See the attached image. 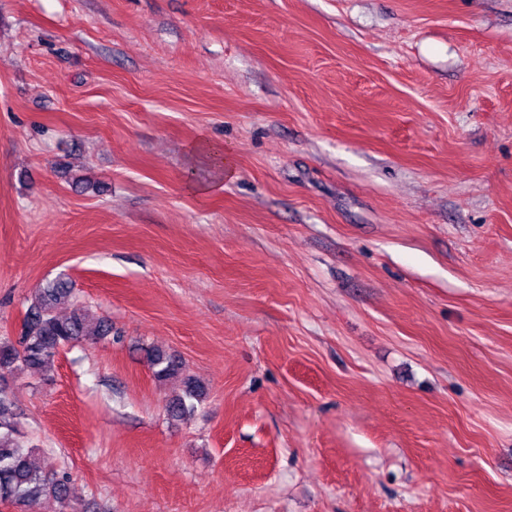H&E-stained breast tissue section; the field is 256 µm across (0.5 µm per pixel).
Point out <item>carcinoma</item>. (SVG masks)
I'll list each match as a JSON object with an SVG mask.
<instances>
[{
  "instance_id": "1",
  "label": "carcinoma",
  "mask_w": 512,
  "mask_h": 512,
  "mask_svg": "<svg viewBox=\"0 0 512 512\" xmlns=\"http://www.w3.org/2000/svg\"><path fill=\"white\" fill-rule=\"evenodd\" d=\"M72 291L69 282L59 278L32 296L20 336L15 339L0 336V378L18 370L45 377L61 347L110 333V326L103 320L90 325L87 309L78 304L66 317L56 313L55 305L71 300ZM147 358L157 379L180 380L182 394L168 402L169 415L176 419L192 415L205 397L206 387L184 373L183 363L171 354L153 349L147 352ZM18 434L16 403L0 388V498L15 508L36 497L51 498L64 507L71 506L68 476L34 466L33 449L21 446Z\"/></svg>"
}]
</instances>
